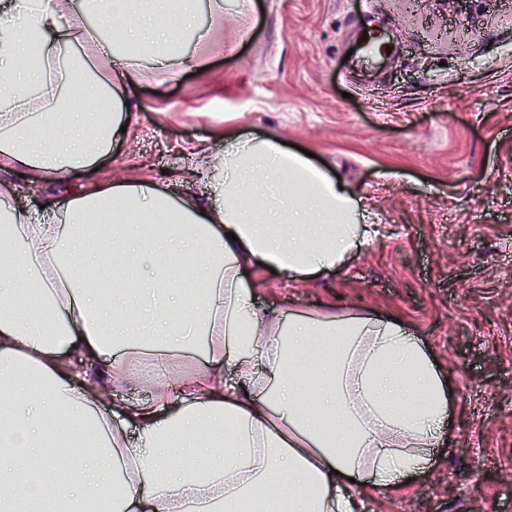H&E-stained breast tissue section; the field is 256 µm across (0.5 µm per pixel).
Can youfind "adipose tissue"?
Instances as JSON below:
<instances>
[{"instance_id":"1","label":"adipose tissue","mask_w":512,"mask_h":512,"mask_svg":"<svg viewBox=\"0 0 512 512\" xmlns=\"http://www.w3.org/2000/svg\"><path fill=\"white\" fill-rule=\"evenodd\" d=\"M196 0H8L0 11V174L25 169L31 210H53L70 174L83 189L50 224L0 201V512H362L350 491L392 490L450 446L453 399L427 343L391 315H288L256 304L247 266L295 279L335 273L371 241L357 202L270 138L206 145L185 193L105 185L91 174L133 123L129 91L177 67ZM124 23L88 41V12ZM41 41L29 64V35ZM116 112L89 119L99 97ZM131 212L146 224L123 223ZM172 223L165 236L155 226ZM39 284L36 299L27 290ZM180 310L216 369L167 376L157 362ZM333 337L331 355L316 340ZM72 353L80 370L59 355ZM230 364L226 380L219 364ZM150 387L130 440L99 409L105 381Z\"/></svg>"}]
</instances>
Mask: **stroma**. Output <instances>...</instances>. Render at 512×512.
<instances>
[{
	"mask_svg": "<svg viewBox=\"0 0 512 512\" xmlns=\"http://www.w3.org/2000/svg\"><path fill=\"white\" fill-rule=\"evenodd\" d=\"M360 0H224L206 39L181 44L206 70L136 87V124L98 179L171 198L183 145L232 133L324 160L377 231L333 276L294 282L245 269L258 303L306 313L395 315L425 337L455 392L453 443L364 512H512V21L488 0H376L399 55L344 76L339 47Z\"/></svg>",
	"mask_w": 512,
	"mask_h": 512,
	"instance_id": "stroma-1",
	"label": "stroma"
}]
</instances>
